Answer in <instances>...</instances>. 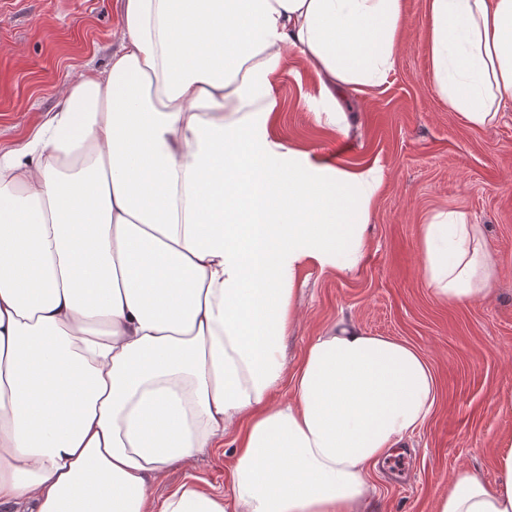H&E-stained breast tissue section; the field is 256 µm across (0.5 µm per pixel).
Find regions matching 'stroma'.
I'll list each match as a JSON object with an SVG mask.
<instances>
[{
  "instance_id": "35a3bbf8",
  "label": "stroma",
  "mask_w": 512,
  "mask_h": 512,
  "mask_svg": "<svg viewBox=\"0 0 512 512\" xmlns=\"http://www.w3.org/2000/svg\"><path fill=\"white\" fill-rule=\"evenodd\" d=\"M406 12L395 69L365 101L351 95L343 103L349 132L316 120L318 81L300 53L278 85V136L332 163L374 162L384 173L359 270L308 269L298 279L302 318L285 341L288 367L345 317L416 347L439 382L423 427L370 471L367 512H434L461 471L494 484L498 446L512 435V105L488 130L449 111L428 74L425 0H406ZM121 18L122 0H0V152L34 133L65 85L108 68ZM453 211L483 225L499 260L493 295L469 305L436 299L422 270L424 224ZM232 468L231 446L213 448L190 468L165 470L155 493L186 482L227 493Z\"/></svg>"
}]
</instances>
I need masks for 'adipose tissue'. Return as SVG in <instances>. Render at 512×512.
Here are the masks:
<instances>
[{
	"label": "adipose tissue",
	"mask_w": 512,
	"mask_h": 512,
	"mask_svg": "<svg viewBox=\"0 0 512 512\" xmlns=\"http://www.w3.org/2000/svg\"><path fill=\"white\" fill-rule=\"evenodd\" d=\"M121 48L0 153V512H364L366 474L435 408L406 341L351 319L296 370L301 270L357 271L380 166L276 137L292 52L328 124L380 87L405 0H123ZM429 74L449 110L492 128L512 102V0H426ZM439 300L488 298L498 258L465 212L422 232ZM291 397L274 400L284 381ZM232 442L230 493L174 465ZM486 485L457 473L435 512H512V436Z\"/></svg>",
	"instance_id": "ef3b65f1"
}]
</instances>
